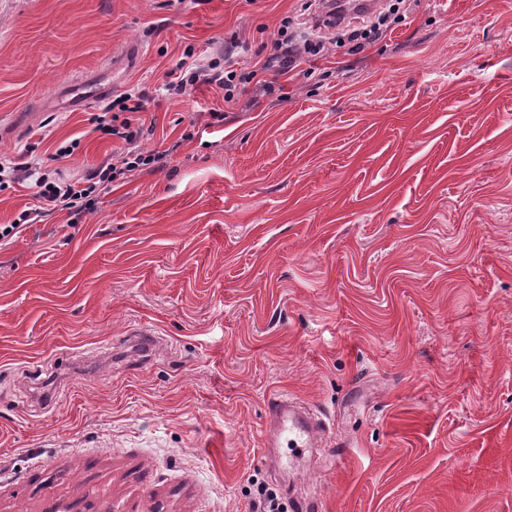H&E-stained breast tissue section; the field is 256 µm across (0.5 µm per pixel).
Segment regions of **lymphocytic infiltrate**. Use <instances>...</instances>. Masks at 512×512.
I'll return each mask as SVG.
<instances>
[{
    "label": "lymphocytic infiltrate",
    "mask_w": 512,
    "mask_h": 512,
    "mask_svg": "<svg viewBox=\"0 0 512 512\" xmlns=\"http://www.w3.org/2000/svg\"><path fill=\"white\" fill-rule=\"evenodd\" d=\"M403 2L378 0L374 10L361 12L347 9L342 0H306L305 11L316 18L313 32L300 31L298 18L284 16L276 32L256 51L254 62L246 67L234 59L239 40L230 41L217 55L187 45L157 89H130L105 105L103 114L91 117L95 131L117 140L118 146L82 180L65 182L51 177L43 172V162L37 157L19 163L0 162V190L31 179L42 201L39 207L23 210L12 223L0 224V244L12 240L23 226L40 222L50 209L66 212L68 227H76L82 216L96 210L100 194L111 190L113 183L127 181L137 170L166 168L171 149H143V141L153 136L155 128L138 119L160 99L189 100L201 87H209L221 93L224 106L210 109L208 115L214 122H223L225 109L239 102L251 106L255 95L277 94L285 80L310 79V62L327 58L334 48L347 47L354 55L383 40L399 22Z\"/></svg>",
    "instance_id": "obj_1"
}]
</instances>
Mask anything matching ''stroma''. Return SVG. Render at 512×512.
I'll use <instances>...</instances> for the list:
<instances>
[{"instance_id": "obj_1", "label": "stroma", "mask_w": 512, "mask_h": 512, "mask_svg": "<svg viewBox=\"0 0 512 512\" xmlns=\"http://www.w3.org/2000/svg\"><path fill=\"white\" fill-rule=\"evenodd\" d=\"M303 2L0 0V161L81 178L112 96ZM319 66L219 126L215 91L161 101L165 169L0 246V512H244L253 477L321 512H512V0H420ZM280 394L328 425L293 460L264 445Z\"/></svg>"}]
</instances>
